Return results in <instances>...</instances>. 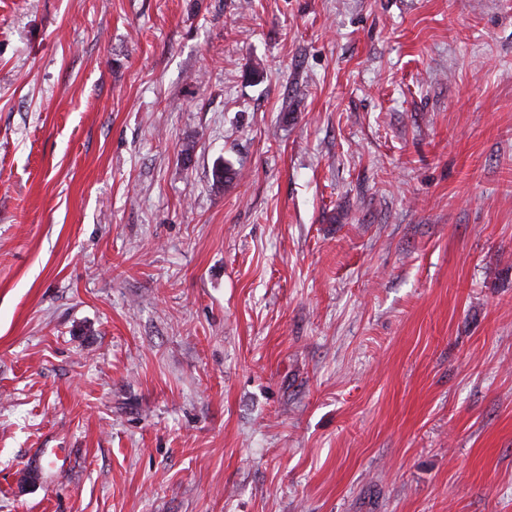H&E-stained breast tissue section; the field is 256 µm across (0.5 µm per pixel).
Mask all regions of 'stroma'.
Here are the masks:
<instances>
[{
	"instance_id": "stroma-1",
	"label": "stroma",
	"mask_w": 512,
	"mask_h": 512,
	"mask_svg": "<svg viewBox=\"0 0 512 512\" xmlns=\"http://www.w3.org/2000/svg\"><path fill=\"white\" fill-rule=\"evenodd\" d=\"M0 512H512V0H0Z\"/></svg>"
}]
</instances>
